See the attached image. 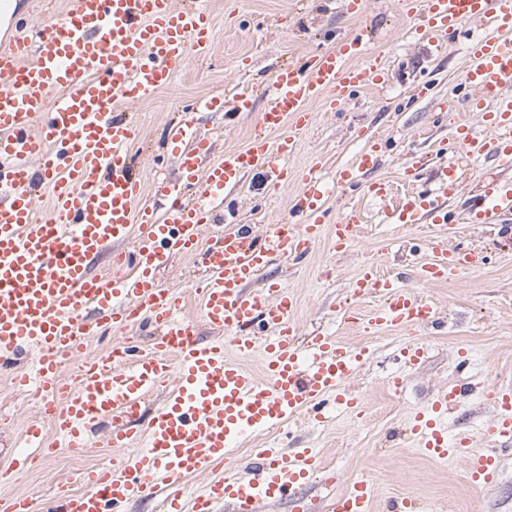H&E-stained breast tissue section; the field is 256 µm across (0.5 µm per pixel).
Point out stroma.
<instances>
[{
  "instance_id": "obj_1",
  "label": "stroma",
  "mask_w": 512,
  "mask_h": 512,
  "mask_svg": "<svg viewBox=\"0 0 512 512\" xmlns=\"http://www.w3.org/2000/svg\"><path fill=\"white\" fill-rule=\"evenodd\" d=\"M207 7L212 18L209 58L190 59L151 99L125 107L137 127L131 165L142 179L146 201H153L157 180L178 176V162L165 149V126L192 100L223 95V111L201 114L198 124L220 156L247 147L272 77L291 59L332 49L339 37L358 31L371 52L381 55L388 72L384 90L361 91L341 111L312 105V122L288 161V184L277 186L264 174H249L225 194L234 222L251 225L255 235L263 236L271 225L287 222L296 178L311 167H318L326 180H335L377 143L382 147L380 164L360 179L363 186L381 178L393 182L388 200L372 198L363 186L337 189L327 200L334 214L349 205L361 209L364 221L351 248L336 252L324 241L307 257L286 263L277 259L266 270L293 292L299 336L320 328L373 352L371 362L351 382L363 399V415L339 410L321 424L300 418L291 424L285 446L317 449L322 467L338 475L337 491L369 478L375 512H384L389 500L407 493L417 497L421 512H512V457L503 460L499 482L480 490L469 483L461 460H432L408 437L414 417L427 412L434 394L451 383L466 386L468 394L449 415V432L480 433L489 418L484 390L512 384V219L478 223L468 203L480 170L495 168V160L448 152L458 120H467L476 132L485 130L481 113L469 109L471 60L464 39L450 38L436 47L425 39L406 38L410 21L399 0H365L358 17L349 11L348 0H208ZM243 92L252 96L253 108L238 113L234 98ZM440 103L445 112H437ZM413 155L421 157L424 168L419 180L408 184L400 172ZM448 165L456 167L460 186L447 223L384 222L394 198L434 188L439 171ZM434 235L447 237L449 248L478 255L479 267L440 282H417L412 269L427 259V242ZM368 265L436 305L442 324L421 329L418 338L428 354L417 368L398 361L397 350L406 338L397 328L369 329L364 324L379 300L354 294L352 284ZM203 270L200 257H178L162 281L163 287L184 296L183 313L196 321L200 314L191 285ZM349 308L360 314V322L343 321ZM461 350L468 354L463 370L457 367ZM34 362V354L26 352L13 367H0V448L20 442L42 405L11 384L13 370L32 368ZM395 375L404 379L397 389L390 385ZM107 431V423H100L80 449L58 442L53 455L38 468L19 471L0 493L31 495L34 512H46L54 495L80 490L74 474L111 464L113 451L104 445Z\"/></svg>"
}]
</instances>
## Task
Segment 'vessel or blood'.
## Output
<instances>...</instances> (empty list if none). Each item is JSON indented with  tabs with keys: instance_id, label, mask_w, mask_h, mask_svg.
Segmentation results:
<instances>
[{
	"instance_id": "vessel-or-blood-1",
	"label": "vessel or blood",
	"mask_w": 512,
	"mask_h": 512,
	"mask_svg": "<svg viewBox=\"0 0 512 512\" xmlns=\"http://www.w3.org/2000/svg\"><path fill=\"white\" fill-rule=\"evenodd\" d=\"M61 12L31 36L0 40V361L34 348L36 373L18 371L12 384L36 388L43 406L39 421L26 430L25 451L0 463V484L38 458L53 454L45 433L53 428L68 447L88 443L93 425L109 421L108 447L117 451L111 467L78 475L84 489L52 498L49 512H122L125 505L160 489L163 512H265L289 499L291 512H315L300 490L313 483L336 484L323 473L313 450L292 452L258 444L247 476L228 472L234 451L248 437L315 411L326 420L334 402L354 412L363 403L352 392V377L365 366L368 349L317 332L299 337L295 302L281 283L253 290L249 284L270 259L310 253L325 229L324 203L330 188L317 169L304 172L290 198L288 224L273 225L262 238L244 228H228L202 246V229L220 208L219 194L239 185L246 174L274 172L285 180L286 163L308 129L310 104L326 96L339 110L357 92L383 89L378 62L363 63L367 46L347 35L336 48L306 55L280 68L267 107L249 145L211 157L210 142L195 133V115L219 111L224 99L212 95L187 106L166 133L176 155L178 183L159 182L167 200L165 215L141 202L142 183L129 173L136 137L130 119L115 116L116 105L146 100L171 82L190 58L211 50L210 13L203 0L175 7L174 0H62ZM409 38L464 37L473 65L469 88L488 101L483 117L488 136L465 121L456 126L453 152L496 157L512 167V0H406ZM492 27L494 36H477L471 23ZM287 136L270 142L271 132ZM51 192L47 215L30 194L34 184ZM441 195L408 196L387 215L391 224H414L422 216L447 223L441 197H452L457 177L445 168ZM471 204L484 224L512 214V187L496 173L480 176ZM361 215L347 207L333 227L332 244L352 243ZM133 240V254L119 243ZM430 258L420 264L418 281L430 283L452 272L476 268V254L452 251L433 237ZM203 253L205 275L192 293L204 322L219 339H199L193 320L182 315V298L162 287L161 276L178 256ZM109 255L110 278L93 273L94 262ZM355 294L371 293L381 304L369 319L407 333L436 324L437 310L426 298L395 280L364 268ZM118 330L153 327L150 353L132 358L125 341L107 354L85 358L86 339L95 322ZM264 357L263 373L244 366V357ZM78 360L74 380L61 376L64 362ZM162 403L145 414L149 394ZM465 393L451 384L440 391L427 414L417 415L411 437L434 460L455 457L466 466L473 487L492 486L503 456L512 454V385L488 389L490 418L485 448L465 432L449 435L441 420ZM212 473L197 494L187 479ZM374 488L355 481L341 495L328 497L324 512H373Z\"/></svg>"
}]
</instances>
